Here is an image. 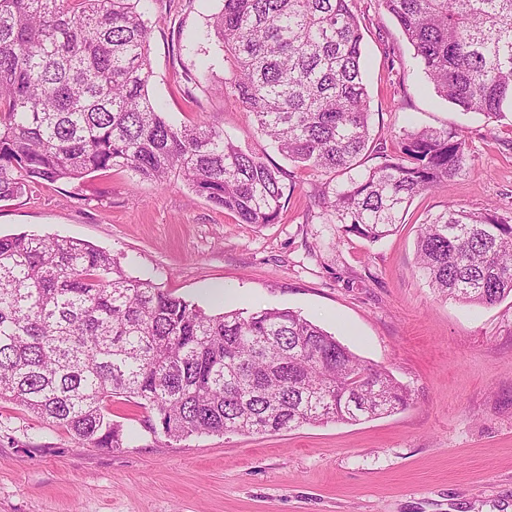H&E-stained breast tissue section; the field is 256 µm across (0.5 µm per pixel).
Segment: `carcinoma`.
I'll return each instance as SVG.
<instances>
[{
  "mask_svg": "<svg viewBox=\"0 0 512 512\" xmlns=\"http://www.w3.org/2000/svg\"><path fill=\"white\" fill-rule=\"evenodd\" d=\"M141 0H0V202L97 172L179 179L243 224H275L286 172L213 126L176 127L153 105ZM438 96L512 113V0H375ZM359 0H222L214 33L227 99L303 170L334 176L370 142ZM322 208L377 241L413 199L468 161L457 129L404 133L398 150ZM418 268L438 295L493 306L512 296V213L447 209L420 225ZM151 413L176 440L356 423L410 400L287 308L208 314L105 250L67 237H0V402L96 448H119L112 403Z\"/></svg>",
  "mask_w": 512,
  "mask_h": 512,
  "instance_id": "carcinoma-1",
  "label": "carcinoma"
}]
</instances>
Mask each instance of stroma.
<instances>
[{
	"instance_id": "stroma-1",
	"label": "stroma",
	"mask_w": 512,
	"mask_h": 512,
	"mask_svg": "<svg viewBox=\"0 0 512 512\" xmlns=\"http://www.w3.org/2000/svg\"><path fill=\"white\" fill-rule=\"evenodd\" d=\"M361 4L374 141L392 150L405 131L456 128L471 164L416 196L391 235L342 233L315 204L377 165L375 153L348 174L299 170L226 100L230 68L211 27L221 0H147L151 100L175 124L212 125L282 168L292 189L278 223L241 224L180 181L112 171L0 202V236L89 242L209 314L297 311L384 367L409 404L357 424L175 441L116 402L123 445L106 449L0 403V512H512V297H440L416 260L429 215L512 211V120L439 98L393 17Z\"/></svg>"
}]
</instances>
